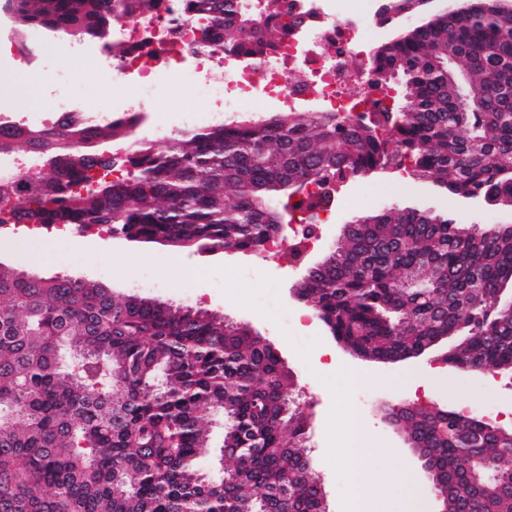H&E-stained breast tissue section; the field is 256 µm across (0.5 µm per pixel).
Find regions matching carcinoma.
Returning a JSON list of instances; mask_svg holds the SVG:
<instances>
[{"mask_svg":"<svg viewBox=\"0 0 512 512\" xmlns=\"http://www.w3.org/2000/svg\"><path fill=\"white\" fill-rule=\"evenodd\" d=\"M158 0H14L30 31L112 52L114 22ZM426 0H383L382 23ZM278 0H191L221 52L273 49ZM369 72L401 80L403 106L355 121L276 112L187 131L165 151L120 121L4 127L0 157L39 169L0 194V225L68 224L210 252L258 251L301 209L303 187L346 172L405 170L453 195L512 205V0H462L371 49ZM123 140L122 163L98 146ZM50 160L44 164V160ZM512 224H456L411 208L361 217L297 288L330 334L367 360L458 338L463 372L512 369ZM70 361L62 363L61 352ZM224 414V480L197 468L209 412ZM452 510L512 512V438L477 412L401 414ZM490 459L479 482L473 458ZM307 417L275 348L217 314L68 276L0 264V512H328L307 478Z\"/></svg>","mask_w":512,"mask_h":512,"instance_id":"cac0c4a2","label":"carcinoma"}]
</instances>
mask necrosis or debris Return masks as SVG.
<instances>
[{"label":"necrosis or debris","instance_id":"1","mask_svg":"<svg viewBox=\"0 0 512 512\" xmlns=\"http://www.w3.org/2000/svg\"><path fill=\"white\" fill-rule=\"evenodd\" d=\"M379 7V0H370L365 8L352 0H279L280 14L272 23L279 26L280 39L266 57L255 60L198 49L205 19L191 10L190 0H160L156 11L119 20L116 32L125 43L123 55L91 56V64L113 87L131 84L137 89L135 97H116L107 110L93 115L98 120H130L134 134L174 140L182 126L197 122L196 113H184L177 125L149 126L139 118L150 114L167 83L179 79L214 112L234 111L257 96L288 106L314 102L351 119L378 110L386 93L372 84L362 65L371 43L363 30L365 13ZM287 15L304 17L303 26L283 27ZM47 78L54 106L40 115V125H62L88 114L71 93L65 68L48 71Z\"/></svg>","mask_w":512,"mask_h":512}]
</instances>
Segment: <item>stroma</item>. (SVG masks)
Returning <instances> with one entry per match:
<instances>
[{"label":"stroma","instance_id":"35a3bbf8","mask_svg":"<svg viewBox=\"0 0 512 512\" xmlns=\"http://www.w3.org/2000/svg\"><path fill=\"white\" fill-rule=\"evenodd\" d=\"M37 65L5 66L0 80V113L36 115L50 108L52 95L42 82L40 65L59 64L76 77V88L87 108H105L112 100L111 85L99 82L86 67L83 54L63 55L53 37L34 32ZM33 87L35 99L18 106L22 89ZM205 102L191 95L185 84H170L157 100L153 118L176 122L180 113H200L199 127L208 124ZM432 210L447 215L457 224H512V211L472 203L450 194L433 192L428 181L404 172L385 169L362 179L337 182L335 204L329 223L319 225L318 239L309 243L296 239L298 259L285 250L261 253H205L194 249L128 242L97 230L84 232V245L75 246L50 233L37 237L26 247L14 234L0 235V264L40 276L67 275L106 284L119 295L137 293L173 304L189 305L225 316L249 326L278 350L296 381V390L309 415L308 451L314 462L328 502L329 512H349L355 479L378 483L387 474L400 478L386 493L387 512H406L409 501H417L423 512H436L438 505L426 491L421 463L402 434L382 417V403L409 401L422 407L437 406L485 415L500 426L512 429V372L497 376L444 369L442 379L429 396L414 393L416 380L437 366L443 349H435L402 362H367L338 350L323 324L304 330L298 321L305 307L295 288L309 266L324 259L341 236L345 224L376 213L383 206ZM139 255L134 270H127L122 257ZM335 351V363L324 368L318 363L322 349ZM360 382H353V372ZM354 409L373 435L376 450L361 477L341 467V459L354 449L346 411Z\"/></svg>","mask_w":512,"mask_h":512}]
</instances>
